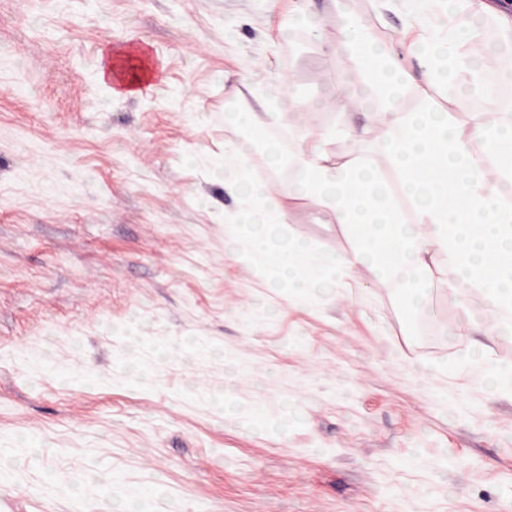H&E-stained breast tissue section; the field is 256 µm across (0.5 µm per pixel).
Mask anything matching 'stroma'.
<instances>
[{
	"instance_id": "obj_1",
	"label": "stroma",
	"mask_w": 512,
	"mask_h": 512,
	"mask_svg": "<svg viewBox=\"0 0 512 512\" xmlns=\"http://www.w3.org/2000/svg\"><path fill=\"white\" fill-rule=\"evenodd\" d=\"M378 39L427 43L408 0H349ZM293 0H0V512H512V392L438 372L512 367V334L449 335L461 304L431 266L423 325L359 266L294 299L224 226L246 208L217 172L274 79L302 107L275 130L335 127L392 196L364 73L284 30ZM152 76L117 95L106 58ZM439 111L512 119V95ZM274 238L352 242L308 200Z\"/></svg>"
}]
</instances>
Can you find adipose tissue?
Here are the masks:
<instances>
[{"mask_svg": "<svg viewBox=\"0 0 512 512\" xmlns=\"http://www.w3.org/2000/svg\"><path fill=\"white\" fill-rule=\"evenodd\" d=\"M475 11L487 13L484 0H459L456 10L441 17L422 14L425 27L445 32L443 39L431 42L422 63L427 84L487 95L476 60L489 45L470 30ZM342 34V46L364 66L363 90L373 101L374 121L385 128L379 147L398 173L407 200L415 204L413 220L405 222L396 204L381 200L379 181L364 157L327 163L321 146L330 130L308 131L292 160L300 183L288 192L332 215L353 245L339 257H318L305 242L278 249L256 234L249 240V254L301 292L321 274L343 279L358 266H371L380 283L400 285L403 306L413 315L425 308L426 272L435 258L448 265L459 285L484 300L478 313L461 307L454 332L469 335L500 326L512 315V123L495 128L475 119L462 123L432 112L425 102L416 111H404L401 98L418 80L396 47L373 37L365 20L350 11L344 14ZM147 71L143 59L130 56L102 65L99 79L134 95ZM476 136L483 141L478 150L471 147ZM249 193L252 203L238 224L287 223L283 203L268 186L250 187ZM238 224L226 225V233H235Z\"/></svg>", "mask_w": 512, "mask_h": 512, "instance_id": "1", "label": "adipose tissue"}]
</instances>
